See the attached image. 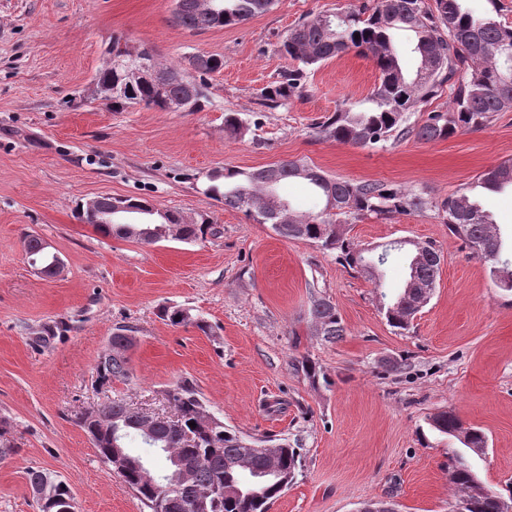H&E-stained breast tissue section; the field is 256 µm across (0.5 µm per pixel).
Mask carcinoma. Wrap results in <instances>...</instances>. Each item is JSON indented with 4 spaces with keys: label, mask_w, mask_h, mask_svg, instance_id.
Returning <instances> with one entry per match:
<instances>
[{
    "label": "carcinoma",
    "mask_w": 512,
    "mask_h": 512,
    "mask_svg": "<svg viewBox=\"0 0 512 512\" xmlns=\"http://www.w3.org/2000/svg\"><path fill=\"white\" fill-rule=\"evenodd\" d=\"M175 9L173 24L190 31H205L238 25L250 18L268 12L274 0H181ZM464 0H376L374 7L341 10L339 13L318 14L306 18L291 28L280 45V52L296 66L280 74L279 79L261 89L260 105L276 109L288 104L304 89L306 71L321 63L355 49L372 58L380 72L366 109L345 103L336 112L317 123L320 139L359 147L382 148L414 134L425 141L447 139L459 130L486 125L492 114L512 109V25L494 17L500 13L499 0H488L492 10L475 15L463 5ZM413 33L411 53L418 65L413 73L406 72L401 63V52L394 41L397 31ZM197 80L185 75L177 65H165L175 79L166 96H160L149 84L124 87L125 68L116 64L112 69H101L95 76L98 87L117 86L121 91L103 100L116 111L133 104H143L158 111H167L166 98L184 97L187 111L198 112L206 99V81L203 76L220 71L224 60L215 55H199ZM461 75L452 105L445 112H432L419 126L409 123L408 113L426 104L445 82ZM224 131L237 138L248 131L246 122L234 112L224 116ZM300 178L310 184L324 203L333 200L335 210L322 208L314 215L295 214L296 220L284 222L279 212L270 206L269 197L276 195L281 182ZM512 188V159L482 172L467 193L444 200L437 209L442 212L448 232L462 240L470 249L478 248L476 257L488 265L495 285L512 293V238L504 235L491 217L480 207L475 191H498ZM204 194L224 202V205L242 211L256 224H269L284 238L304 239L322 252L336 254V260L348 268L364 274L381 288V268L393 252L408 250V279L414 284L436 282L441 265V251L432 243H423L419 253L406 248L402 242H392L377 251L355 243L339 230L348 220L367 215H408L433 206L430 199L380 182L352 183L335 179L322 170L297 161H281L248 171L226 168L209 176ZM124 215L112 224H98L93 216L83 213L85 221L96 225L105 236H117L145 243H155L165 234L177 231L181 240L195 241L217 234L206 214L192 224L181 222V216L170 211L161 212L143 198H128ZM22 247L28 262L37 268L49 266L56 254L41 238L26 234ZM383 311L392 327L405 330L419 312V301L412 291L400 294L383 303ZM161 319L173 326L193 324L207 334L210 326L202 319L182 316V309L165 307ZM310 316L320 326L319 334L328 342H337L346 328L336 306L324 297L312 295ZM133 338L122 333L112 334L109 352L96 366V382L107 386L128 376L126 353ZM175 401L179 418L177 426L157 427L156 437L143 441L154 450L161 461L158 468H150L142 457L127 454V473L124 482L144 505L147 512H158L160 478L172 474L176 463H197L195 480L202 488L215 484L224 486V496L215 500L209 512H269L271 505L285 491L283 480L293 481L301 467L300 449L288 446L282 440H269L276 452L275 467H270L265 455L254 453L256 442L246 439L218 418L211 423L203 420L207 411L196 390L182 381L166 390ZM195 426H190V423ZM80 427L89 435L99 455L108 454L113 445L127 447L132 438L140 437L139 411L131 409L123 400H112L79 419ZM431 429L441 435H460L465 452L452 458L448 467V481L458 490L454 499L469 498L468 512H501L500 494L492 489L474 494L478 477L470 458L480 457L487 447L485 435L467 427L453 412H440L429 418ZM31 489L46 481H54L57 500L39 504L40 512H60L62 501L71 498L70 488L64 482L42 470L28 474Z\"/></svg>",
    "instance_id": "carcinoma-1"
}]
</instances>
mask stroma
<instances>
[{"label":"stroma","instance_id":"obj_1","mask_svg":"<svg viewBox=\"0 0 512 512\" xmlns=\"http://www.w3.org/2000/svg\"><path fill=\"white\" fill-rule=\"evenodd\" d=\"M374 3L276 0L262 16L195 33L174 27L173 0H0V422L15 449L0 460V512H39L33 469L70 487L74 512H145L77 419L113 398L168 412L164 392L180 381L244 435H276L300 449L302 468L269 512H357L369 500L448 512V464L462 446L430 431L429 417L442 411L485 432L479 479L500 492L512 486V296L437 209L343 227L364 246L407 238L441 251L431 300L402 331L379 296L400 290L405 254H394L377 289L334 255L204 193L208 175L224 168L299 160L439 202L512 158V110L445 140L411 135L369 149L317 139V121L346 100L365 106L379 82L373 60L353 50L308 74L287 106L259 105L260 89L289 65L277 50L289 29ZM117 39L151 47L165 64L221 57L201 111L115 112L96 100L95 74ZM228 112L250 132L229 138ZM104 195L205 212L218 233L193 243L106 237L78 215L79 204ZM27 234L58 253L60 275L29 266ZM315 293L335 304L342 340L314 333ZM172 306L210 333L163 321L160 310ZM120 326L133 330L130 379L98 386L95 367ZM305 357L325 383L310 385Z\"/></svg>","mask_w":512,"mask_h":512}]
</instances>
